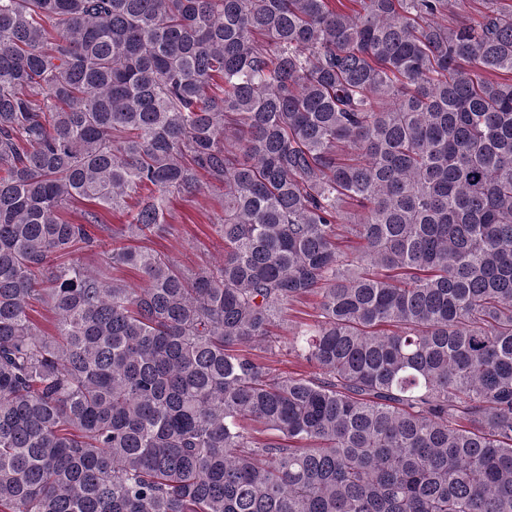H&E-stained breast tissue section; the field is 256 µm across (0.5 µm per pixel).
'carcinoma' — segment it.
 <instances>
[{
  "label": "carcinoma",
  "instance_id": "cac0c4a2",
  "mask_svg": "<svg viewBox=\"0 0 512 512\" xmlns=\"http://www.w3.org/2000/svg\"><path fill=\"white\" fill-rule=\"evenodd\" d=\"M0 512H512V0H0ZM167 216L172 229L133 245L163 253L182 270H195L224 253L215 224L224 216V189L204 185L195 197L170 195ZM100 212L103 224H101V228L94 229L100 239V246L93 252L79 251L74 257L78 258L83 264L99 270L108 280H112V277H115L129 284L139 285L141 283V275L136 269L125 267L114 272H112V268L105 269L103 252L112 248V229L120 227L119 225L125 222V216L121 212L105 210Z\"/></svg>",
  "mask_w": 512,
  "mask_h": 512
}]
</instances>
